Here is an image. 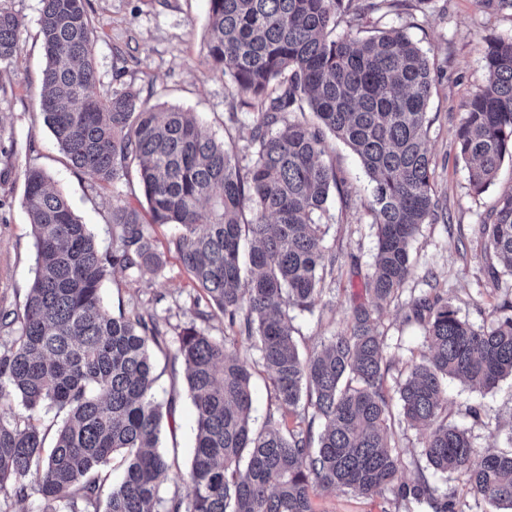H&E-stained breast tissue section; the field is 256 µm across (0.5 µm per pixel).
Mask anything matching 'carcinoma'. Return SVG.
Returning a JSON list of instances; mask_svg holds the SVG:
<instances>
[{
    "label": "carcinoma",
    "mask_w": 512,
    "mask_h": 512,
    "mask_svg": "<svg viewBox=\"0 0 512 512\" xmlns=\"http://www.w3.org/2000/svg\"><path fill=\"white\" fill-rule=\"evenodd\" d=\"M85 2L42 0L39 110L74 168L112 185L134 175L143 198L113 203L115 245L102 252L47 175L24 171L35 267L23 312H0L16 325L0 345V402L17 397L24 408L0 416V512L32 493L40 512H315L318 489L390 494L405 512L423 503L465 512V501L435 496L426 469L399 481L394 394L403 420L426 430L427 469L456 473L474 499L512 509V452L475 458L467 431L448 421L446 386L457 378L489 389L512 376V302L476 329L437 286L412 296L406 320L424 330L427 352L386 387L379 314L401 296L421 225L438 218L427 148L436 74L405 28L367 38L353 29L400 0H210L209 57L255 109L245 165L193 113L150 106L131 88L101 93ZM22 26L0 5V64L12 61ZM483 59L486 83L455 132L477 194L512 159V36L487 39ZM330 136L371 180L377 251L350 326L304 355L289 310L321 298L334 262L322 224L339 184L324 160ZM492 218L481 234L512 276V194ZM155 224L177 227L167 249L198 287L195 317L205 323L217 310L235 330L217 339L192 323L177 336L172 358L184 365L197 428L182 490L170 496L173 463L159 443L174 400L157 401L152 363L166 333L156 315L114 314L101 296L117 271L162 272ZM240 339L258 359L241 358ZM259 366L276 411L255 430ZM52 409L64 414L56 430L43 421ZM118 467L124 478L113 484Z\"/></svg>",
    "instance_id": "obj_1"
}]
</instances>
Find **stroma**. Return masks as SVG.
<instances>
[{
	"label": "stroma",
	"mask_w": 512,
	"mask_h": 512,
	"mask_svg": "<svg viewBox=\"0 0 512 512\" xmlns=\"http://www.w3.org/2000/svg\"><path fill=\"white\" fill-rule=\"evenodd\" d=\"M23 22L20 48L10 66L0 68V310L22 309L32 284L35 249L28 215L22 205L23 172L42 169L70 201L76 215L88 224L101 250L111 249L112 205L129 194L127 184H103L73 168L39 112L42 72L47 64L39 32L41 0H5ZM92 20L94 62L102 90L125 86L148 104L176 107L195 113L203 130L223 138L224 115L238 113L233 130L234 149L245 155L252 116L239 106L227 78L208 56L211 36L209 0H88ZM406 27L428 53L439 77L427 108L431 123L428 151L435 198L445 219L422 225L411 252V273L398 302L380 313L386 335L390 378L399 377L425 351L421 327L407 322L412 295L434 275L458 314L474 327H487L497 309L512 300V277L492 281L486 274L496 258L479 234L498 200L512 194V161H504L482 194L469 185L467 163L459 156L454 133L467 106L486 81L484 39L512 36V14L486 12L476 0H403L396 13L368 19L361 30L370 36L378 29ZM327 159L344 184L328 202L327 245L336 262L326 275L328 289L313 306L291 310L302 351L319 348L329 336L350 322V299L362 294L376 252V229L367 207L368 179L356 155L342 142L329 143ZM171 225H156L152 234L164 249L161 275L132 278L114 273L103 284L110 309L139 306L165 317L168 347L193 319L190 273L176 253L167 251L174 235ZM175 432H163L161 445L187 468L192 457L195 413L186 392L177 393ZM448 419L464 428L476 450H512V377L491 389L452 379L448 382ZM316 512H398L389 496H361L339 490L317 493Z\"/></svg>",
	"instance_id": "1"
}]
</instances>
